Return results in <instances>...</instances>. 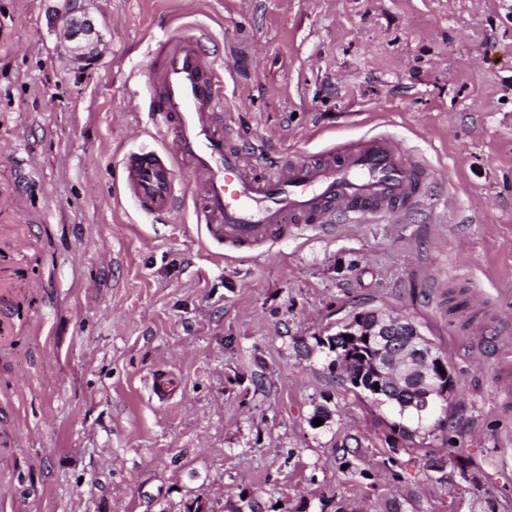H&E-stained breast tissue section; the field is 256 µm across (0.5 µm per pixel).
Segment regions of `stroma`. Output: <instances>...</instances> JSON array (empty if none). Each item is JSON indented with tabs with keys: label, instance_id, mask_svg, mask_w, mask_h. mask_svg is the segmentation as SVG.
<instances>
[{
	"label": "stroma",
	"instance_id": "stroma-1",
	"mask_svg": "<svg viewBox=\"0 0 512 512\" xmlns=\"http://www.w3.org/2000/svg\"><path fill=\"white\" fill-rule=\"evenodd\" d=\"M55 7L0 0V512H512V0H92L85 68ZM181 25L256 172L389 134L426 202L248 261L143 212L122 159L169 147L141 79ZM361 309L448 364L413 438L318 345Z\"/></svg>",
	"mask_w": 512,
	"mask_h": 512
}]
</instances>
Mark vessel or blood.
<instances>
[{
  "label": "vessel or blood",
  "instance_id": "vessel-or-blood-1",
  "mask_svg": "<svg viewBox=\"0 0 512 512\" xmlns=\"http://www.w3.org/2000/svg\"><path fill=\"white\" fill-rule=\"evenodd\" d=\"M145 83L162 88L153 104L154 125L175 149L128 154L123 191L147 213L172 215L181 204L176 171L188 164L195 176L196 221L226 253L324 232L340 216H401L426 195L424 162L388 135L332 146L317 160L291 156L269 172L252 171L249 151L228 134L221 68L202 36L169 35L160 65L147 70Z\"/></svg>",
  "mask_w": 512,
  "mask_h": 512
}]
</instances>
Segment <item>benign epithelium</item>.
I'll return each mask as SVG.
<instances>
[{"instance_id":"benign-epithelium-1","label":"benign epithelium","mask_w":512,"mask_h":512,"mask_svg":"<svg viewBox=\"0 0 512 512\" xmlns=\"http://www.w3.org/2000/svg\"><path fill=\"white\" fill-rule=\"evenodd\" d=\"M87 2L88 0H65L61 16L66 31L64 49L78 63L93 62L95 45L102 40V35L88 12ZM369 314L370 320L366 329L359 330L355 320L350 317L339 325L336 335L346 338L363 334L381 347L384 358L376 360L373 372L380 377L391 374L398 387L406 379L419 375V395L403 405V409H413L417 415H422L430 408L439 391L436 376L424 371L421 363V360L428 359L433 353L432 344L407 319L384 310H371ZM397 336L408 337L404 347H398V342L395 341Z\"/></svg>"}]
</instances>
